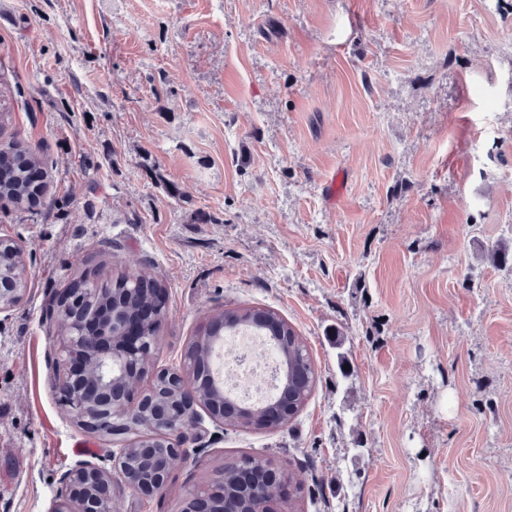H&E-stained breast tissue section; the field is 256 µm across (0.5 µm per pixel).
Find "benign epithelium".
<instances>
[{
	"label": "benign epithelium",
	"instance_id": "1",
	"mask_svg": "<svg viewBox=\"0 0 512 512\" xmlns=\"http://www.w3.org/2000/svg\"><path fill=\"white\" fill-rule=\"evenodd\" d=\"M86 288L78 284L62 293V309L80 313ZM23 299L17 288L0 289V312ZM160 332L149 336L132 318L107 309L98 320L70 319L60 338L55 357L54 392L77 425L96 434L116 436L156 400L133 384L127 369L150 358L157 349ZM166 379L180 393L176 403L156 408L157 416L177 430L160 431L156 441L140 444L143 466L130 468L115 459L114 469L81 460L60 478L52 512H113L115 486L128 488L142 497H152L168 487L172 468L184 456V445L195 439L199 398L195 381L166 370L155 380ZM224 475L187 492L184 512H211V504L223 498ZM280 492L261 486L255 489L252 512H269V504Z\"/></svg>",
	"mask_w": 512,
	"mask_h": 512
}]
</instances>
